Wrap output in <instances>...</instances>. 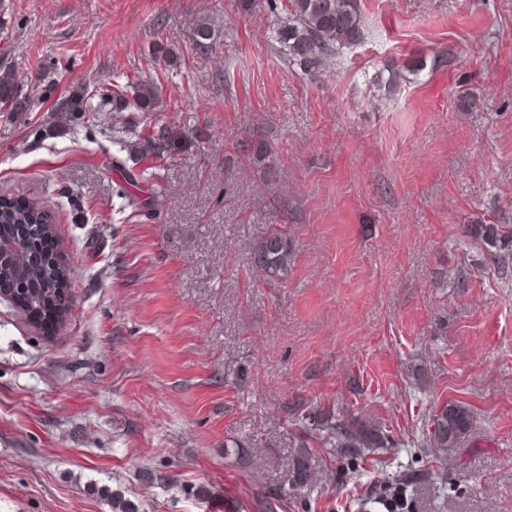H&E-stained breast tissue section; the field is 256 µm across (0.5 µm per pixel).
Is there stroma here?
I'll return each instance as SVG.
<instances>
[{"label":"stroma","mask_w":512,"mask_h":512,"mask_svg":"<svg viewBox=\"0 0 512 512\" xmlns=\"http://www.w3.org/2000/svg\"><path fill=\"white\" fill-rule=\"evenodd\" d=\"M284 3L0 0V65L41 80L0 113V196L49 214L73 294L51 335L0 303V512H358L432 464L420 512H512V272L465 233L512 224V0H360L363 42L317 77L272 39ZM136 78L196 139L122 221L100 142L32 129ZM272 224L282 283L251 266ZM447 401L473 413L455 459L421 445ZM340 408L386 447L340 479L310 437L288 495L302 413ZM293 261L292 242L288 233L272 224L253 245L251 263L256 274L269 282L288 279ZM300 451L295 459L293 465V479L291 482V491L297 492L306 487L312 479L308 462L309 447L306 440H301L299 443Z\"/></svg>","instance_id":"1"}]
</instances>
